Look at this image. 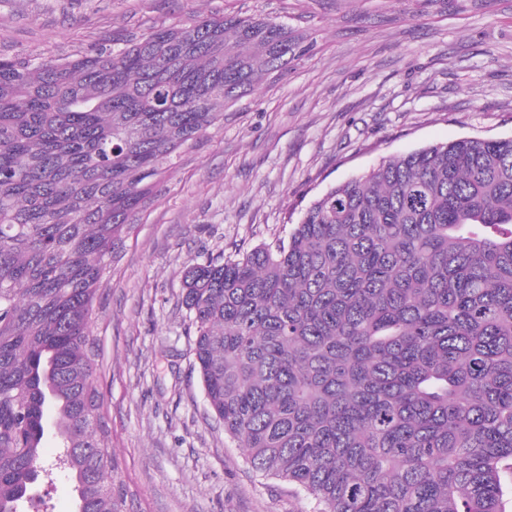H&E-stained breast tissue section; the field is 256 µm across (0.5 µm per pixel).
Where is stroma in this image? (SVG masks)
I'll use <instances>...</instances> for the list:
<instances>
[{
  "label": "stroma",
  "mask_w": 512,
  "mask_h": 512,
  "mask_svg": "<svg viewBox=\"0 0 512 512\" xmlns=\"http://www.w3.org/2000/svg\"><path fill=\"white\" fill-rule=\"evenodd\" d=\"M224 15L288 25L309 51L227 106L122 231L92 325L122 512H311L208 409L189 265L287 240L311 201L384 159L512 136V0H0V56L117 51Z\"/></svg>",
  "instance_id": "1"
}]
</instances>
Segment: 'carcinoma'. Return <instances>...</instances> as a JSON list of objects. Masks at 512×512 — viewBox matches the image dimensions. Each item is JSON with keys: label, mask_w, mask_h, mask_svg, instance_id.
<instances>
[{"label": "carcinoma", "mask_w": 512, "mask_h": 512, "mask_svg": "<svg viewBox=\"0 0 512 512\" xmlns=\"http://www.w3.org/2000/svg\"><path fill=\"white\" fill-rule=\"evenodd\" d=\"M301 53L282 24L224 15L0 56V512L60 474L76 512H117L91 324L120 232ZM183 303L210 412L314 512H509L512 137L382 161L288 243L190 266Z\"/></svg>", "instance_id": "cac0c4a2"}]
</instances>
